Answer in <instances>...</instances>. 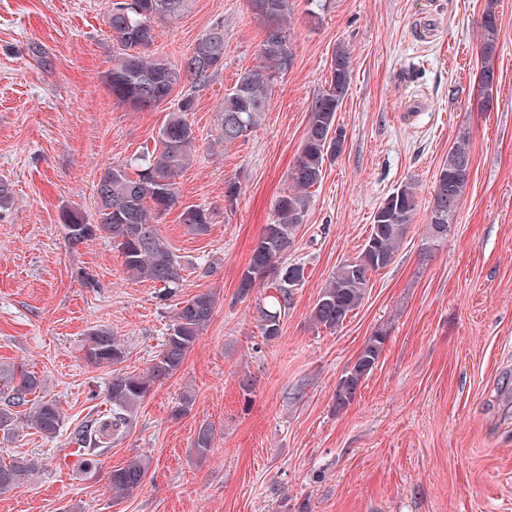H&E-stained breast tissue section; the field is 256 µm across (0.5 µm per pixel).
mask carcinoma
<instances>
[{
    "mask_svg": "<svg viewBox=\"0 0 512 512\" xmlns=\"http://www.w3.org/2000/svg\"><path fill=\"white\" fill-rule=\"evenodd\" d=\"M260 7L254 13L265 31L260 43L259 62L239 76L233 88L215 110L214 126L218 140L233 144L245 139L258 126L268 104V90L275 74L286 71L293 61V49L286 31L293 0H255ZM191 0H116L108 11V25L119 52L112 57L107 85L112 98L135 110L156 107L164 102L174 87L182 82V71L192 72L190 92L167 114L158 132L153 151L134 158L129 164L105 168L97 185V223L86 222L76 211L66 213L64 226L69 238L80 242L104 232L118 251L125 272L132 278L160 286L162 296L174 295L180 287V264L159 230V223L179 202L178 178L196 157V131L189 121L195 111L196 92L213 76L224 70V25L207 28L194 47L179 61L146 53L145 42H154L155 27L172 23L190 8ZM480 69L476 93L483 108L493 102L495 57L499 27L497 0H485L480 22ZM351 82V56L347 47H336L330 63L328 86L311 103V118L300 152L288 177L289 190L276 201L274 220L264 226L255 241L249 263L241 273L239 294L248 296L257 287L271 293L256 303L261 335L272 342L281 336L282 319L294 299L288 287L289 272L304 280V266L284 264L294 245L297 232L310 207L308 190L322 180L326 161L336 157V140L329 132L336 125V114ZM136 168V175L129 169ZM471 175L468 138L462 136L448 150V157L436 174L427 223L452 224ZM418 210L416 189L404 184L389 194L373 215L369 238L359 255L341 263L330 276L314 304L312 325L335 330L364 300L371 274L386 267L394 258L409 225ZM182 223L196 236L211 228L209 209L188 206L181 214ZM216 300L203 292L181 302L176 308L170 333L162 349L145 374H131L115 369L124 361L125 350L109 330H97L85 339L84 359L95 368L114 367L108 383L110 416L90 420L82 427L81 437L86 458L84 471L95 467L96 458L110 447L109 439L130 428L133 417L153 385L170 377L182 366L214 313ZM386 342L384 333L372 336L362 347L352 368L341 376L336 389V404L354 401L363 379L380 358ZM41 387V380L21 365L0 366V389L8 399L0 406V431L9 434L16 426L14 408L28 403L27 396ZM63 415L53 401H38L26 422L42 434L52 437L62 425ZM214 445V430L199 428L194 447L204 457ZM150 460L130 458L123 467L112 470L110 489L115 496H129L144 483ZM36 472L32 460L16 457L0 464V494L13 491L28 482Z\"/></svg>",
    "mask_w": 512,
    "mask_h": 512,
    "instance_id": "1",
    "label": "carcinoma"
}]
</instances>
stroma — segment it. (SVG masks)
I'll return each mask as SVG.
<instances>
[{"label": "stroma", "mask_w": 512, "mask_h": 512, "mask_svg": "<svg viewBox=\"0 0 512 512\" xmlns=\"http://www.w3.org/2000/svg\"><path fill=\"white\" fill-rule=\"evenodd\" d=\"M483 0H327L318 17L295 0L293 62L277 76L247 140L215 143L214 114L258 62L263 28L249 0H192L158 28L152 52L178 60L204 31L224 26V69L196 95L189 118L198 158L179 178L180 206L160 230L180 258L181 288L127 276L106 235L74 242L62 223L95 221L97 183L109 163L153 147L177 85L159 107L117 104L106 83L118 45L109 0H0V363H21L64 421L49 438L31 426L0 434V460L40 468L0 495V512H512V0H499L497 90L477 103ZM351 52V85L336 122L345 145L311 188L288 254L303 264L279 339L264 341L255 303L238 284L272 221L326 86L337 45ZM45 61L31 54L33 46ZM459 89L451 97L449 89ZM469 134L471 179L450 235L430 246L435 176ZM243 191L224 202L227 180ZM419 208L391 264L373 272L361 305L333 331L310 313L336 267L355 258L373 214L397 187ZM202 205L211 230L196 236L181 210ZM209 291L213 318L182 367L158 381L125 433L85 474L76 433L111 409L108 367L84 360L94 330L125 348L122 371L145 373L177 304ZM382 354L355 400L336 387L366 341ZM193 404L178 413L184 393ZM214 447L198 458L201 425ZM151 466L142 487L113 498L108 477L132 456Z\"/></svg>", "instance_id": "stroma-1"}]
</instances>
